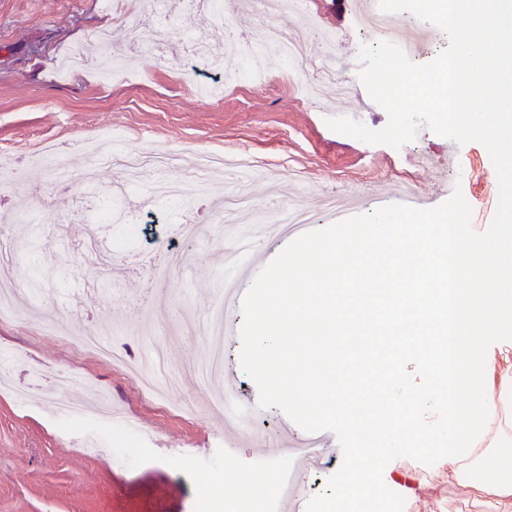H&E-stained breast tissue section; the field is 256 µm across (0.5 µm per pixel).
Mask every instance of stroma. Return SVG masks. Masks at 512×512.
I'll return each instance as SVG.
<instances>
[{"label":"stroma","mask_w":512,"mask_h":512,"mask_svg":"<svg viewBox=\"0 0 512 512\" xmlns=\"http://www.w3.org/2000/svg\"><path fill=\"white\" fill-rule=\"evenodd\" d=\"M221 2L223 20H209L203 6L177 13L162 34L155 15L138 13L137 0H0V214L22 204L33 212L32 221L8 224L16 249L12 262L0 265V276L26 291L0 314V368L7 370L0 379V512H200L204 495L223 488L225 470L271 461L285 437L314 433L340 452L303 463L309 478L294 512H338L331 486L351 462L354 438L340 434L335 420L275 398L254 356L250 297L278 279L282 256L301 241L275 224L258 235L250 273L227 264L233 242L218 199L229 188L221 183L200 195L185 174L196 153L246 155L255 167L246 194L268 208L283 202L310 209L314 239L370 221L382 210L369 200L374 190L392 195L405 182L434 195L432 213L444 214L448 199L434 191L442 180H457L475 234L495 217L499 186L482 144L461 146L452 167L447 138L426 128L410 147L396 149L328 127L345 112L380 129L389 120L359 79L364 38L352 25L353 0H316L334 39L314 48L343 62L340 77L352 97L334 105L304 98L319 76L312 63L302 72L276 63L264 83L229 86L219 99L201 94L200 85L220 82L223 70L185 52L184 33H196L215 52L232 35L249 50L264 40L263 18L242 12L241 0ZM130 13L134 34L124 22ZM94 137L111 139L120 153L174 156L134 175L115 163L97 176L127 201L112 224L94 223L87 205L77 145ZM43 142L58 146L69 186L28 169L30 150ZM421 154L431 157L430 171L417 167ZM161 183L173 188V203L150 196ZM347 193L368 202L325 213L330 197ZM187 224L199 225V235L185 239ZM228 279L237 296L226 307L225 375L240 408L256 416L250 426L205 410L195 371L209 339L194 326L211 318ZM110 320L116 326L109 341L129 359L164 353L176 389L146 395L122 368L107 367L78 344ZM62 374L84 376V398L111 402L138 429L107 427L88 414L60 416L53 393ZM402 466L425 484L408 512H494L468 484L420 471L413 460Z\"/></svg>","instance_id":"1"}]
</instances>
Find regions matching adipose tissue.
Returning a JSON list of instances; mask_svg holds the SVG:
<instances>
[{"label": "adipose tissue", "instance_id": "adipose-tissue-1", "mask_svg": "<svg viewBox=\"0 0 512 512\" xmlns=\"http://www.w3.org/2000/svg\"><path fill=\"white\" fill-rule=\"evenodd\" d=\"M284 285L254 304L255 352L275 394L373 442L355 449L333 493L378 491L393 458L458 478L493 458L476 487L512 512V207L477 237L432 214L405 225L395 211L351 227L340 242L307 243L281 263ZM392 339L368 385L352 382L343 332Z\"/></svg>", "mask_w": 512, "mask_h": 512}]
</instances>
